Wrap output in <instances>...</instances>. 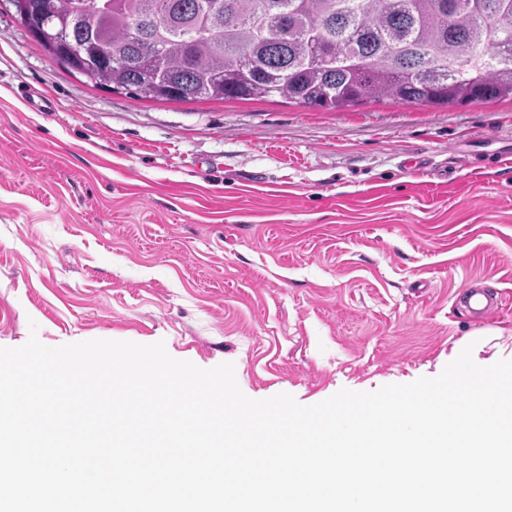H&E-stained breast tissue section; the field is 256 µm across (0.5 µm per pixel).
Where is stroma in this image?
Wrapping results in <instances>:
<instances>
[{
  "mask_svg": "<svg viewBox=\"0 0 512 512\" xmlns=\"http://www.w3.org/2000/svg\"><path fill=\"white\" fill-rule=\"evenodd\" d=\"M509 143L508 100L328 112L93 89L0 0V347L161 341L232 363L250 398L313 405L437 376L479 330L512 346ZM468 284L504 296L492 320L457 303Z\"/></svg>",
  "mask_w": 512,
  "mask_h": 512,
  "instance_id": "35a3bbf8",
  "label": "stroma"
}]
</instances>
